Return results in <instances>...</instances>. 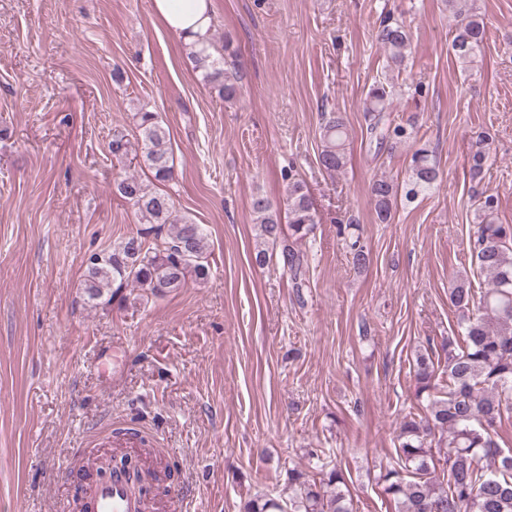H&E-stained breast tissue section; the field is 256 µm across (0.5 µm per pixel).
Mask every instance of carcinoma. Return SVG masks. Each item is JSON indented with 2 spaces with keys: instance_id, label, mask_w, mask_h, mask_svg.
<instances>
[{
  "instance_id": "1",
  "label": "carcinoma",
  "mask_w": 512,
  "mask_h": 512,
  "mask_svg": "<svg viewBox=\"0 0 512 512\" xmlns=\"http://www.w3.org/2000/svg\"><path fill=\"white\" fill-rule=\"evenodd\" d=\"M377 39L389 68H401L409 49L403 23L385 14L380 17ZM487 30L484 18L470 8L452 39L454 58L467 70L481 56ZM234 56L229 45L216 55L191 53L193 69L232 101L239 94L234 76L224 69ZM392 85L378 81L363 103L369 139L382 148L396 147L412 132L392 117ZM138 127L145 145L147 168L153 180L174 179L173 158L167 148L169 131L153 112H139ZM323 149L320 165L336 172L346 164L347 132L343 117L331 112L321 124ZM483 139L470 154V173L477 178L487 166ZM440 172L432 151L420 148L412 155L411 175L404 187L383 177L370 185L376 219L389 224L399 191L408 200L430 190ZM288 179V224L270 200L257 195L251 201L257 215L262 244L279 247L276 264L289 273L297 298H303L304 254L297 242L316 230V215L303 181ZM115 192L145 221V227L123 238L108 250L90 255L84 293L89 301L110 303L127 288H139L155 297L184 286L187 274L205 280L209 275L207 234L201 224L176 213L172 198L150 188L141 178L127 176L114 185ZM498 200L486 195L480 202L477 235L470 248L477 271L489 279V287L475 294L471 283L459 278L448 289V298L459 312L461 339L442 345L444 358L429 353L416 355V397L425 401L421 415L409 414L399 425L395 466L379 476L383 493L394 512H512V448L499 443L504 419L512 417V224H499ZM352 264L363 269L370 255L355 239L348 242ZM342 469L334 467L316 480L307 473L288 471V501L274 498L249 500L243 512H353L344 488Z\"/></svg>"
}]
</instances>
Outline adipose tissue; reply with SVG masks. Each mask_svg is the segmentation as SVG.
Instances as JSON below:
<instances>
[{"label": "adipose tissue", "instance_id": "adipose-tissue-1", "mask_svg": "<svg viewBox=\"0 0 512 512\" xmlns=\"http://www.w3.org/2000/svg\"><path fill=\"white\" fill-rule=\"evenodd\" d=\"M153 8L187 51L208 48L213 23L212 0H153Z\"/></svg>", "mask_w": 512, "mask_h": 512}]
</instances>
